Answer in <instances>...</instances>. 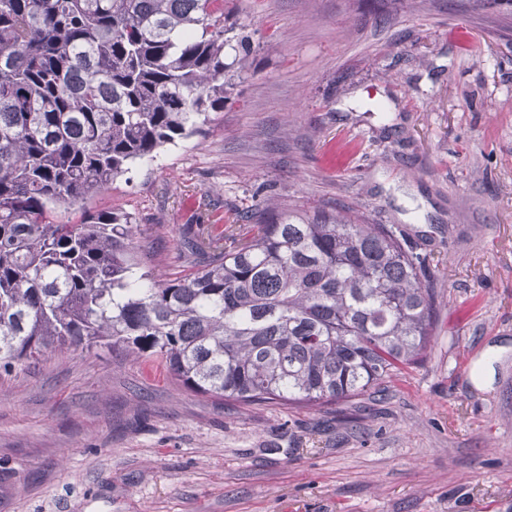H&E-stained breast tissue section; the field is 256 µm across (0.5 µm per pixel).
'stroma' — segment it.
<instances>
[{
    "mask_svg": "<svg viewBox=\"0 0 512 512\" xmlns=\"http://www.w3.org/2000/svg\"><path fill=\"white\" fill-rule=\"evenodd\" d=\"M251 67L95 210L181 276L188 228L352 209L423 260V361L329 408L187 391L102 346L0 377V512H512V4L235 0Z\"/></svg>",
    "mask_w": 512,
    "mask_h": 512,
    "instance_id": "1",
    "label": "stroma"
}]
</instances>
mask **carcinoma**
Returning a JSON list of instances; mask_svg holds the SVG:
<instances>
[{
	"label": "carcinoma",
	"instance_id": "obj_1",
	"mask_svg": "<svg viewBox=\"0 0 512 512\" xmlns=\"http://www.w3.org/2000/svg\"><path fill=\"white\" fill-rule=\"evenodd\" d=\"M227 0H0V375L122 349L186 390L320 407L419 363L434 291L392 224L267 206L137 273L130 214L80 206L199 132L250 69Z\"/></svg>",
	"mask_w": 512,
	"mask_h": 512
}]
</instances>
